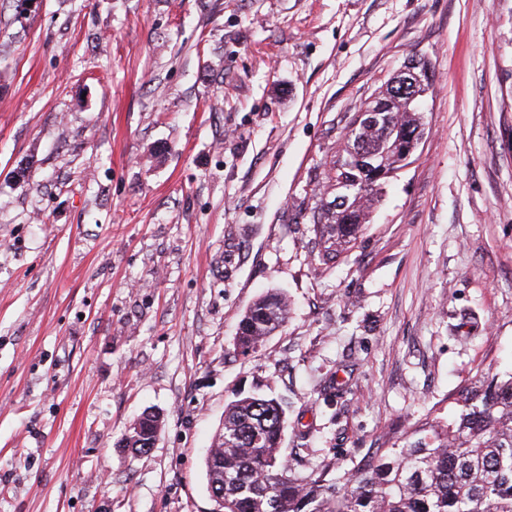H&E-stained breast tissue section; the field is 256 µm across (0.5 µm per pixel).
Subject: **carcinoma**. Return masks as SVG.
Masks as SVG:
<instances>
[{"label":"carcinoma","instance_id":"cac0c4a2","mask_svg":"<svg viewBox=\"0 0 512 512\" xmlns=\"http://www.w3.org/2000/svg\"><path fill=\"white\" fill-rule=\"evenodd\" d=\"M378 104L383 112L362 119L355 141L330 162L326 189L347 202L312 211L325 265L354 247L376 187L400 169L403 153L415 152L423 132L422 111L400 88L385 83L361 111ZM357 141L374 152V167L351 159ZM288 313L286 295L258 297L239 321L238 352H256ZM287 410L283 398L258 393L224 408V439L204 459L208 486L224 491V512H512V372L460 389L448 417L425 419L403 442L377 444L333 479L328 466L310 469L303 457L284 456Z\"/></svg>","mask_w":512,"mask_h":512}]
</instances>
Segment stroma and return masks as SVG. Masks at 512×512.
<instances>
[{"mask_svg":"<svg viewBox=\"0 0 512 512\" xmlns=\"http://www.w3.org/2000/svg\"><path fill=\"white\" fill-rule=\"evenodd\" d=\"M415 57L425 135L322 264L324 171ZM511 370L512 0H0V512H213L237 392L349 469ZM286 295L267 292L258 297L242 315L236 334V349L247 356L255 353L288 321ZM137 422H140L142 432L138 433L136 431V427L131 428L129 437H128L127 447L132 448L135 452L140 453V454L147 453V452H149V450H147V449H150V451H151L155 447L157 438H158V434L157 435L152 434L153 436H150L148 438V440L141 441V439L144 438L143 433L145 432V430L149 431L151 433H153L154 429L160 431L162 420L159 419V413L145 411L133 423L136 424ZM141 444H144L143 448L138 446Z\"/></svg>","mask_w":512,"mask_h":512,"instance_id":"stroma-1","label":"stroma"}]
</instances>
